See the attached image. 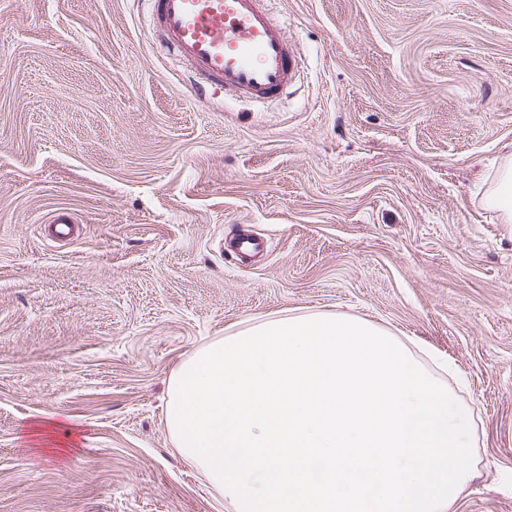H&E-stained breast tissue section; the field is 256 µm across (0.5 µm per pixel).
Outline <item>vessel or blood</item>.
<instances>
[{"instance_id":"vessel-or-blood-1","label":"vessel or blood","mask_w":512,"mask_h":512,"mask_svg":"<svg viewBox=\"0 0 512 512\" xmlns=\"http://www.w3.org/2000/svg\"><path fill=\"white\" fill-rule=\"evenodd\" d=\"M266 0H149L156 28L188 64L198 97L221 89L259 102L282 94L299 53Z\"/></svg>"}]
</instances>
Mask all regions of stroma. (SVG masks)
Listing matches in <instances>:
<instances>
[{
    "instance_id": "stroma-1",
    "label": "stroma",
    "mask_w": 512,
    "mask_h": 512,
    "mask_svg": "<svg viewBox=\"0 0 512 512\" xmlns=\"http://www.w3.org/2000/svg\"><path fill=\"white\" fill-rule=\"evenodd\" d=\"M268 7L302 62L252 104L198 98L145 0H0V512H231L170 439L169 378L316 311L453 360L455 512H512V224L480 202L512 147V0Z\"/></svg>"
}]
</instances>
